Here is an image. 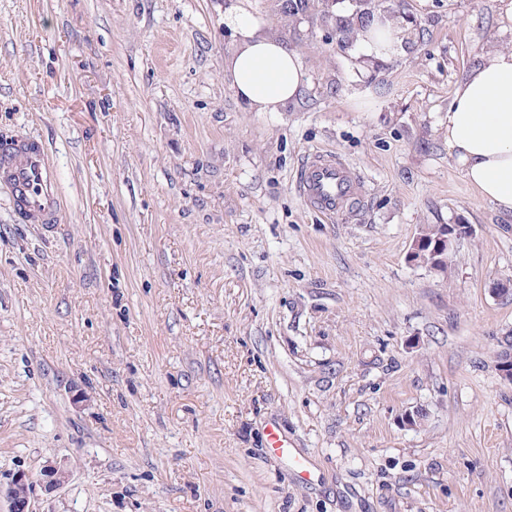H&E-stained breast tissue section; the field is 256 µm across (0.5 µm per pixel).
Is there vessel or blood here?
I'll return each mask as SVG.
<instances>
[{
  "instance_id": "obj_1",
  "label": "vessel or blood",
  "mask_w": 512,
  "mask_h": 512,
  "mask_svg": "<svg viewBox=\"0 0 512 512\" xmlns=\"http://www.w3.org/2000/svg\"><path fill=\"white\" fill-rule=\"evenodd\" d=\"M0 186L19 219L57 223L61 214L57 172L42 143L14 135L0 141ZM295 188L304 201L327 219L353 215L364 200L360 175L335 153L315 151L304 156L295 175ZM269 450L291 469L308 472V458L290 448L276 424L267 431Z\"/></svg>"
}]
</instances>
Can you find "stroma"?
Masks as SVG:
<instances>
[{"instance_id":"1","label":"stroma","mask_w":512,"mask_h":512,"mask_svg":"<svg viewBox=\"0 0 512 512\" xmlns=\"http://www.w3.org/2000/svg\"><path fill=\"white\" fill-rule=\"evenodd\" d=\"M283 3L0 0V139L43 142L64 200L48 227L0 188V488L28 474L33 512H512V217L445 119L512 18L384 0L408 32L380 61L336 34L366 0ZM239 10L301 58L285 111L224 80ZM317 150L361 176L352 217L297 194ZM431 224L470 228L441 271L409 257ZM267 443L268 449L278 458L286 460L292 470L299 473L309 472L311 463L308 458L289 447L288 440L282 436L274 422L268 425Z\"/></svg>"}]
</instances>
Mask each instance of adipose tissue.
<instances>
[{"label": "adipose tissue", "instance_id": "1", "mask_svg": "<svg viewBox=\"0 0 512 512\" xmlns=\"http://www.w3.org/2000/svg\"><path fill=\"white\" fill-rule=\"evenodd\" d=\"M224 25L236 41L224 70L234 96L257 112H279L307 82L299 55L267 34L260 19L230 13ZM405 28L386 16L381 37L357 33L369 58L392 57ZM448 154L497 212L512 216V46L491 45L481 63L457 82L448 106Z\"/></svg>", "mask_w": 512, "mask_h": 512}]
</instances>
